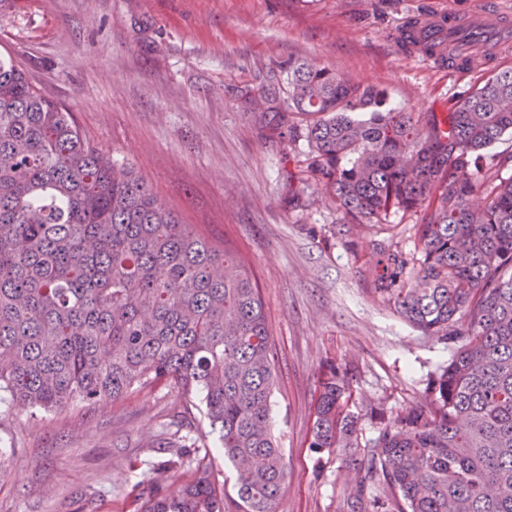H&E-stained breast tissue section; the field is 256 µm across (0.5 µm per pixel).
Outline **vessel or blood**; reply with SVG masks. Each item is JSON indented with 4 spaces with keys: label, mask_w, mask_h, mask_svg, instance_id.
Segmentation results:
<instances>
[{
    "label": "vessel or blood",
    "mask_w": 512,
    "mask_h": 512,
    "mask_svg": "<svg viewBox=\"0 0 512 512\" xmlns=\"http://www.w3.org/2000/svg\"><path fill=\"white\" fill-rule=\"evenodd\" d=\"M394 40L409 56L458 73L469 68L471 50L512 44V12L488 6L460 17L434 10L415 16L411 25L395 34Z\"/></svg>",
    "instance_id": "obj_1"
}]
</instances>
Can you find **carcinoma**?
<instances>
[{"label": "carcinoma", "instance_id": "obj_1", "mask_svg": "<svg viewBox=\"0 0 512 512\" xmlns=\"http://www.w3.org/2000/svg\"><path fill=\"white\" fill-rule=\"evenodd\" d=\"M241 97L270 135L303 134L317 189L356 221L422 212L417 257L376 247L372 292L454 345L425 404L361 446L346 372L319 381L311 448L354 476L346 512H512V69L451 112L392 107L385 91L290 59ZM485 195L476 206L472 198ZM274 344L255 276L83 138L70 113L0 59V392L21 408L105 405L136 386L202 395L235 494L198 441L138 485L139 512H277L288 471L269 426ZM192 472L176 483L174 473Z\"/></svg>", "mask_w": 512, "mask_h": 512}]
</instances>
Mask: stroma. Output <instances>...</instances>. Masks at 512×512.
Returning <instances> with one entry per match:
<instances>
[{"label": "stroma", "instance_id": "35a3bbf8", "mask_svg": "<svg viewBox=\"0 0 512 512\" xmlns=\"http://www.w3.org/2000/svg\"><path fill=\"white\" fill-rule=\"evenodd\" d=\"M475 0H0V58L71 115L90 145L134 168L156 195L254 271L276 349L271 399L288 479L278 512H342L347 467L309 447L318 382L345 370L361 440L423 404L452 352L371 293L376 243L415 244L418 215L358 224L303 189L306 140L272 139L241 96L291 58L385 90L411 112H447L497 62L451 78L401 52L392 33L418 13ZM136 388L57 412L0 403V512H137L134 488L178 436L203 438L233 482L203 404Z\"/></svg>", "mask_w": 512, "mask_h": 512}]
</instances>
